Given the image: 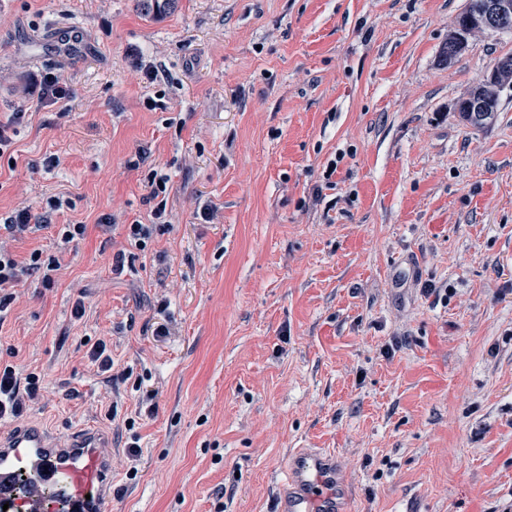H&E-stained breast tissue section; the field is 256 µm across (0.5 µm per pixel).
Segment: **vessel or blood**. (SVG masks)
Wrapping results in <instances>:
<instances>
[{
	"instance_id": "1",
	"label": "vessel or blood",
	"mask_w": 512,
	"mask_h": 512,
	"mask_svg": "<svg viewBox=\"0 0 512 512\" xmlns=\"http://www.w3.org/2000/svg\"><path fill=\"white\" fill-rule=\"evenodd\" d=\"M349 491L334 453L300 448L275 512H347ZM7 512H112V438L87 426L62 435L41 424L0 433V507Z\"/></svg>"
}]
</instances>
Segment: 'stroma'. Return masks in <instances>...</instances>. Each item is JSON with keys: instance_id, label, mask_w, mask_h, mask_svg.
<instances>
[{"instance_id": "1", "label": "stroma", "mask_w": 512, "mask_h": 512, "mask_svg": "<svg viewBox=\"0 0 512 512\" xmlns=\"http://www.w3.org/2000/svg\"><path fill=\"white\" fill-rule=\"evenodd\" d=\"M465 4L0 0V114L28 112L0 219L66 201L15 245L62 268L0 321V363L45 378L26 421L111 434L112 512H273L299 448L335 452L352 512L512 506V89L483 129L455 109L512 33L445 63ZM46 72L68 103H38ZM153 168L171 225L115 274ZM88 353L90 359L98 363L101 371L110 373L108 379L112 384V388L113 385L118 386L119 383H125L130 378L127 369L116 371L114 373L112 356L108 353L107 343L104 340H99L95 343Z\"/></svg>"}]
</instances>
